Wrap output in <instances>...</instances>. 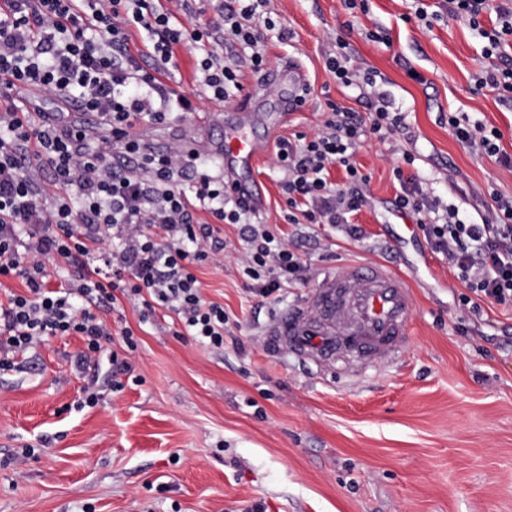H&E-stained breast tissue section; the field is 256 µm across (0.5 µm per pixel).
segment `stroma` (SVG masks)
<instances>
[{
  "mask_svg": "<svg viewBox=\"0 0 512 512\" xmlns=\"http://www.w3.org/2000/svg\"><path fill=\"white\" fill-rule=\"evenodd\" d=\"M269 9L288 37L270 31L263 77L244 79L259 116L251 137L313 132L329 98L365 112L359 89L336 84L324 67L322 50L336 36L406 114L402 134L367 140L355 154L370 177L368 202L353 218L364 238L287 223L274 156L259 159L243 173L265 192L252 219L293 234L302 280L267 298L251 292L239 266L242 227L226 224L222 267L195 270L204 299L229 318L223 349L177 335L169 311L145 320L140 301L125 300L103 317L112 350L127 356L135 377L115 390L100 362L98 405H85L72 364L80 337L47 338L0 371V512H246L255 503L264 512H512V308L486 303L476 315L460 307L464 283L393 207L392 167L409 145L416 160L405 175L473 221L489 190L512 196V171L448 129L449 113H463L499 130L512 155V103L474 89L486 41L461 18L425 26L412 0H368L364 12L344 0H270ZM288 63L303 70L311 94L275 130L263 117L281 111L291 91L276 78ZM223 111L204 99L147 136L162 148L194 139L210 160L224 137ZM381 260L407 277L414 302L398 359L326 370L270 340L276 318L326 276ZM127 327L137 336L131 352L121 337ZM24 448L30 459L7 465Z\"/></svg>",
  "mask_w": 512,
  "mask_h": 512,
  "instance_id": "1",
  "label": "stroma"
}]
</instances>
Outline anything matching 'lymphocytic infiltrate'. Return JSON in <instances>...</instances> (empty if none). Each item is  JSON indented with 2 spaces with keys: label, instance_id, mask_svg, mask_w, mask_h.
<instances>
[{
  "label": "lymphocytic infiltrate",
  "instance_id": "f902f5d3",
  "mask_svg": "<svg viewBox=\"0 0 512 512\" xmlns=\"http://www.w3.org/2000/svg\"><path fill=\"white\" fill-rule=\"evenodd\" d=\"M268 0H0V278L24 288L0 301V368L50 336L80 337L73 360L84 371L112 340L104 305L140 299L146 313L169 310L186 335L211 349L224 346L223 306L205 301L195 267L214 263L224 246L221 224L249 227L240 271L249 289L268 297L299 280L304 261L290 241L235 199L223 173L197 171L199 155L174 143L153 148L143 128L186 117L199 98L232 106L244 91V71L266 64ZM190 17L178 22V14ZM449 18H464L486 39L488 60L475 81L512 102V0H448ZM263 26H256V19ZM145 31V48L131 47V29ZM195 54L197 90L166 84L180 50ZM349 43L326 51L325 64L340 85L366 91L370 112L360 116L326 100L327 116L313 134L276 144L275 164L288 223L328 224L349 237L363 234L349 218L366 203L369 178L354 155L366 139L400 133L403 112L373 71L353 65ZM45 100L57 111L42 108ZM92 114L97 131L79 119ZM455 139L477 154L512 167L499 131L455 112ZM411 150L393 175L395 208L412 216L431 249L466 286L461 306L482 302L512 307V197L491 191L488 217L470 222L415 178ZM343 169L345 182L327 178ZM112 240L107 271L85 270L92 244ZM80 267L68 287L50 285L49 264ZM107 352V351H106Z\"/></svg>",
  "mask_w": 512,
  "mask_h": 512
}]
</instances>
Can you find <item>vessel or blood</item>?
<instances>
[{
  "label": "vessel or blood",
  "instance_id": "b4317fda",
  "mask_svg": "<svg viewBox=\"0 0 512 512\" xmlns=\"http://www.w3.org/2000/svg\"><path fill=\"white\" fill-rule=\"evenodd\" d=\"M253 120L247 109L233 113L226 125L220 162L225 178L234 180L236 196L260 207V185L237 179L264 147L246 129ZM413 303L407 278L382 263H354L324 278L306 299L274 323L271 335L301 359L333 364L346 355L362 363L389 362L408 345Z\"/></svg>",
  "mask_w": 512,
  "mask_h": 512
}]
</instances>
